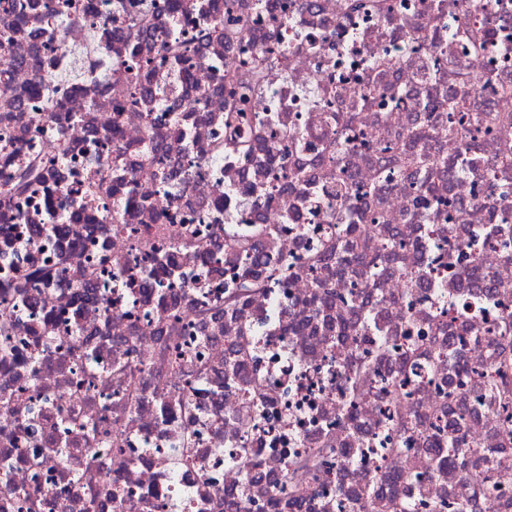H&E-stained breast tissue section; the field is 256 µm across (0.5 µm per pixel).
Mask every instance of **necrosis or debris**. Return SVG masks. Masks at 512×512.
<instances>
[{
  "mask_svg": "<svg viewBox=\"0 0 512 512\" xmlns=\"http://www.w3.org/2000/svg\"><path fill=\"white\" fill-rule=\"evenodd\" d=\"M6 8L0 512H512V0Z\"/></svg>",
  "mask_w": 512,
  "mask_h": 512,
  "instance_id": "4bbe7bcc",
  "label": "necrosis or debris"
}]
</instances>
